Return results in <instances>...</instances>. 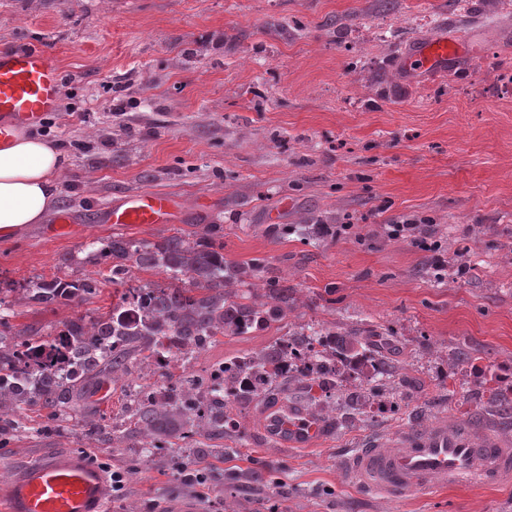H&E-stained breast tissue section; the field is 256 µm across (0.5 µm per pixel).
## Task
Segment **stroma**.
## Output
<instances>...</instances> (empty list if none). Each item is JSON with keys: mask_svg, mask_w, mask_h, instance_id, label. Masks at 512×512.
Returning <instances> with one entry per match:
<instances>
[{"mask_svg": "<svg viewBox=\"0 0 512 512\" xmlns=\"http://www.w3.org/2000/svg\"><path fill=\"white\" fill-rule=\"evenodd\" d=\"M392 30L401 57L436 36L461 55L441 70L391 73ZM15 47L48 50L60 68L59 108L35 133L66 153L56 207L73 222L64 235L48 221L0 238V282L68 275L101 287L15 305L10 341L93 320L117 300L110 263L81 257L89 242L218 224L225 260L261 263L296 305L279 327L205 346L195 373L300 328L376 333L402 408L360 414L337 399L318 414L321 439L288 450L263 434L264 420L311 405L297 388L270 387L240 411L241 440L202 487L162 451L143 452L127 380L116 378L55 419L15 410L0 483L71 449L122 474L109 512H512V488L392 502L358 493L340 471L348 449L414 422L473 420L512 436V96L494 82L512 57V0H0V51ZM143 190L174 197V223H103ZM327 215L343 230L301 232ZM403 222L427 232L392 235ZM494 379L502 411L487 403Z\"/></svg>", "mask_w": 512, "mask_h": 512, "instance_id": "1", "label": "stroma"}]
</instances>
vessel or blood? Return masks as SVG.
I'll return each mask as SVG.
<instances>
[{"label":"vessel or blood","mask_w":512,"mask_h":512,"mask_svg":"<svg viewBox=\"0 0 512 512\" xmlns=\"http://www.w3.org/2000/svg\"><path fill=\"white\" fill-rule=\"evenodd\" d=\"M458 52L445 37L423 43L410 59L434 68ZM60 70L49 52L37 48L0 51V145L35 127L59 106ZM174 215L168 194L142 191L124 198L106 214L110 224H167ZM320 421L299 412L271 419L266 434L284 447L310 445ZM345 480L367 496L402 501L431 488L512 485V439L463 420L409 427L341 460ZM111 490L105 474L84 455L65 450L30 464L3 485L7 512H107Z\"/></svg>","instance_id":"b4317fda"}]
</instances>
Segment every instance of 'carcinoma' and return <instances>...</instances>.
I'll use <instances>...</instances> for the list:
<instances>
[{
	"mask_svg": "<svg viewBox=\"0 0 512 512\" xmlns=\"http://www.w3.org/2000/svg\"><path fill=\"white\" fill-rule=\"evenodd\" d=\"M90 260L111 261L109 282L124 288L119 301L108 311L86 322L76 318L55 333L38 330L26 332L22 345L39 359L65 361L73 352L79 374L67 381L57 380L52 366L23 371L13 384L0 380V432L13 430L9 413L22 405L39 406L51 413L71 406L74 397L91 385L104 382L107 372L128 371V354L136 350L142 361L151 363L174 355L177 339L191 343L198 336L212 341L217 336H240L250 328H269L282 322L291 310L288 288L274 281L263 291L251 287V280L262 278L255 264L224 261V241L216 224L206 225L202 235L191 237L182 231L155 242H134L114 238L103 248L91 251ZM159 270L168 282L153 285L150 314L131 320L124 308L131 304L138 287L129 284L132 269ZM98 291L97 283L87 279H41L31 287L0 288V327L10 313L11 294L15 301L25 299L43 304L66 303ZM313 335L327 341L336 360L356 365L367 358V351L357 337L336 336L322 331ZM283 355L282 344L249 355L252 368L270 378V383L295 380L304 386L310 402L317 405L326 397L325 380L334 375L330 368L315 378L288 377L275 368ZM235 405L215 392L206 407L189 408L175 401L144 402L134 407L130 423L141 434L143 447L152 451L171 446L173 440L195 435L210 440H237Z\"/></svg>",
	"mask_w": 512,
	"mask_h": 512,
	"instance_id": "cac0c4a2",
	"label": "carcinoma"
}]
</instances>
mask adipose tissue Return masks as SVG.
<instances>
[{
    "label": "adipose tissue",
    "mask_w": 512,
    "mask_h": 512,
    "mask_svg": "<svg viewBox=\"0 0 512 512\" xmlns=\"http://www.w3.org/2000/svg\"><path fill=\"white\" fill-rule=\"evenodd\" d=\"M64 160L56 142L33 135H15L0 147V237L44 223L58 197Z\"/></svg>",
    "instance_id": "obj_1"
}]
</instances>
